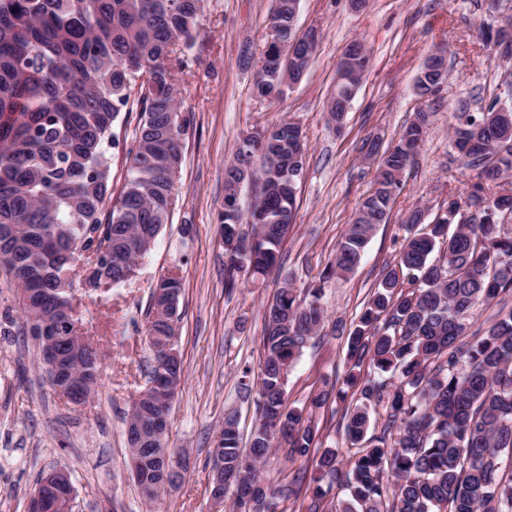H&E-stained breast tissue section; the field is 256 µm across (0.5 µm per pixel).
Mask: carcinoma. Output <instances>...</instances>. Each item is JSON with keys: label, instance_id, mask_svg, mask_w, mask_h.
I'll return each mask as SVG.
<instances>
[{"label": "carcinoma", "instance_id": "1", "mask_svg": "<svg viewBox=\"0 0 512 512\" xmlns=\"http://www.w3.org/2000/svg\"><path fill=\"white\" fill-rule=\"evenodd\" d=\"M204 0H0V267L26 290L19 298L23 328L35 335L31 314L82 321L76 285L84 292L118 286L133 274L128 259H142L168 223L182 167L188 126L176 96L184 67L177 47L188 48ZM293 0H274L272 19L280 40L267 43L261 81L270 94L288 78L285 43L294 36ZM498 53L512 58V27L496 30ZM141 62L138 76L128 72ZM142 78L131 98L136 78ZM362 78L339 80L327 104L329 116L352 101ZM500 98L481 112H458L452 141L466 166L476 170L467 201L448 199V220L415 230L423 210L405 221L409 236L396 265L386 267L348 337L350 371L345 385L367 404L345 414L346 440L369 438L359 454L341 463L326 449L311 456L316 427L303 410L286 404L288 373L324 323L325 284L354 272L380 224L389 221L403 178L418 150L408 152L403 129L381 153L372 192L306 300L278 288L266 308L264 358L257 406L260 419L249 448L240 447L234 420L224 422L214 457L224 459L232 491L231 512H271L270 501L293 489L261 490L237 480L259 479V466L275 448L288 458H312L313 501L335 485L349 498L336 512H512V310L481 336L463 340L464 314L479 302L512 294V229L499 221L512 214V195L500 181L512 171V123L496 113ZM138 112L125 151L127 177L112 192V130L121 112ZM280 130L278 150L263 152L240 140L224 172V191H235L239 168H251L260 187L251 207L224 210V286L239 274L264 278L277 267L296 213L297 187L286 161L305 163L302 133ZM497 221L479 208L484 200ZM251 224L255 253L229 247L240 224ZM441 258L433 261L434 251ZM176 311L175 320H180ZM152 303L148 336H166L173 320ZM78 369L80 397L95 391L102 371ZM367 366L399 383L361 375ZM385 412L379 434L367 436L370 408ZM129 453L141 454L155 485L150 502L165 491V466L146 440L160 427L156 406L139 403L126 421Z\"/></svg>", "mask_w": 512, "mask_h": 512}]
</instances>
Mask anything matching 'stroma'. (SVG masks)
I'll use <instances>...</instances> for the list:
<instances>
[{"mask_svg": "<svg viewBox=\"0 0 512 512\" xmlns=\"http://www.w3.org/2000/svg\"><path fill=\"white\" fill-rule=\"evenodd\" d=\"M271 7L272 0L204 2L176 86L190 125L171 221L132 279L83 301V330L103 359L100 384L85 406H72L50 386L38 347L22 329L17 289L0 270V512H27L39 475L59 466L71 476L77 512H212L206 487L224 421L235 417L245 437L259 418L255 396L241 393L239 382H258L265 308L282 280L305 293L333 262L376 177L375 164L363 159L365 145L376 136L392 142L412 120L421 105L416 77L439 45L447 48L449 76L432 104L417 160L357 270L327 285L323 330L288 374V406L310 408L318 393L342 388L348 333L383 269L399 258L405 217L420 207L435 217L473 182V170L451 145L455 114L481 111L503 95L500 77L512 70V60L500 58L486 38L484 27L493 21L487 0H366L360 8L351 0H300L297 29L317 27L321 38L306 75L280 101L253 92ZM355 38L366 46L369 67L338 127L326 103L342 49ZM285 116L301 126L307 162L295 223L281 247L282 272L257 281L243 276L229 289L220 229L224 169L241 136ZM171 273L182 283L176 348L185 379L170 411L168 443L188 466L150 505L128 466L125 416L153 361L151 292ZM359 401L352 390L346 401L310 408L320 448L352 455L342 416Z\"/></svg>", "mask_w": 512, "mask_h": 512, "instance_id": "obj_1", "label": "stroma"}]
</instances>
